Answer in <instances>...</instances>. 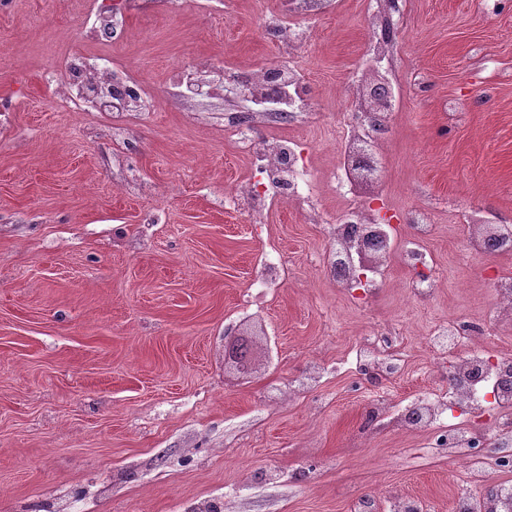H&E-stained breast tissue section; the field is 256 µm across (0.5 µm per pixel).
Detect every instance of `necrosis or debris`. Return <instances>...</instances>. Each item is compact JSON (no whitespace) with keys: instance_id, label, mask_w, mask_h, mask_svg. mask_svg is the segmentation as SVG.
<instances>
[{"instance_id":"4bbe7bcc","label":"necrosis or debris","mask_w":512,"mask_h":512,"mask_svg":"<svg viewBox=\"0 0 512 512\" xmlns=\"http://www.w3.org/2000/svg\"><path fill=\"white\" fill-rule=\"evenodd\" d=\"M62 93L74 109L90 108L112 115L114 129H121L135 112L154 107L138 84L114 67L108 55L73 52L61 57ZM306 96L298 69L273 63L260 68L245 91L248 112L288 121L301 119ZM352 104L362 118L344 125L331 184L347 204L332 225L322 256L324 267L338 288L362 287L365 294L381 288L390 259L405 267L432 268L426 249L432 232L427 212L411 213V231L400 235L393 225L376 223L362 200L364 187H377L380 148L391 128L401 93L393 80L363 78L353 92ZM245 195H228L227 205L242 211L250 223L261 221L272 201L297 203L311 194L309 171L294 142L284 137L265 141L249 176ZM468 251L481 256L512 255V225H470L465 237ZM484 334L482 323L461 316L437 324L428 338L435 355L451 358L453 382L446 393L414 398L392 408L388 396L376 395L367 424L387 423L405 432L428 430L435 447L459 460L472 478L483 480L502 471L503 460L512 459V356L469 350V343ZM399 338L383 329L360 343L342 361L355 375L370 372L384 380L399 377L405 360L398 352Z\"/></svg>"}]
</instances>
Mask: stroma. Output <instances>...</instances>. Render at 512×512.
Returning a JSON list of instances; mask_svg holds the SVG:
<instances>
[{
	"label": "stroma",
	"mask_w": 512,
	"mask_h": 512,
	"mask_svg": "<svg viewBox=\"0 0 512 512\" xmlns=\"http://www.w3.org/2000/svg\"><path fill=\"white\" fill-rule=\"evenodd\" d=\"M91 2L0 7V512H186L204 498L222 512H352L391 491L453 512L460 494H481L424 433L360 431L378 390L399 402L447 388L426 347L435 324L467 315L512 354V323L492 314L512 257L468 253L460 227L465 213L512 224V0H407L397 19L406 91L372 211L404 235L406 213L429 210L441 285L414 301L395 259L358 305L318 258L344 206L329 174L376 0L317 14L285 0H138L112 60L161 107L119 141L111 113L57 108L47 78L57 56L92 50ZM283 15L300 44L267 38L263 20ZM271 59L305 73L312 113L258 120L254 142L293 137L317 192L252 224L224 203L249 167L224 115L242 108L237 78ZM177 61L223 69L226 90L183 97ZM271 247L288 272L262 293L256 259ZM230 327L252 358L245 380ZM384 327L400 330L401 377L378 387L337 371Z\"/></svg>",
	"instance_id": "35a3bbf8"
}]
</instances>
